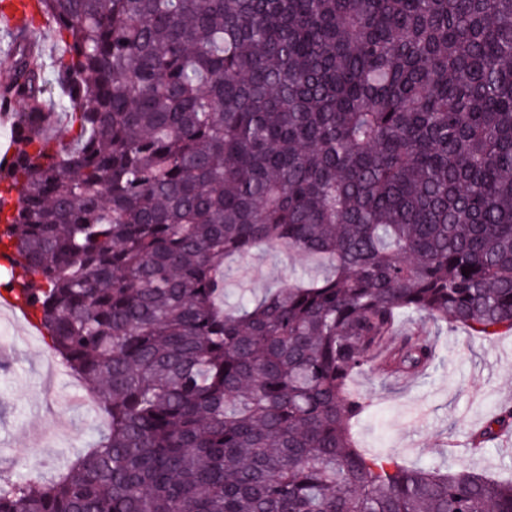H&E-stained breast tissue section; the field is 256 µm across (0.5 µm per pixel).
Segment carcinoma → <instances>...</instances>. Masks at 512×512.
Returning a JSON list of instances; mask_svg holds the SVG:
<instances>
[{
	"instance_id": "obj_1",
	"label": "carcinoma",
	"mask_w": 512,
	"mask_h": 512,
	"mask_svg": "<svg viewBox=\"0 0 512 512\" xmlns=\"http://www.w3.org/2000/svg\"><path fill=\"white\" fill-rule=\"evenodd\" d=\"M38 3L50 56L0 28V291L107 429L0 470V512H512V480L360 448L350 387L435 367L415 316L512 332V0ZM261 245L331 273L224 307Z\"/></svg>"
}]
</instances>
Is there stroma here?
<instances>
[{"instance_id": "stroma-1", "label": "stroma", "mask_w": 512, "mask_h": 512, "mask_svg": "<svg viewBox=\"0 0 512 512\" xmlns=\"http://www.w3.org/2000/svg\"><path fill=\"white\" fill-rule=\"evenodd\" d=\"M230 264L234 295H264L304 269L315 278L329 271L325 262L264 246ZM421 328L439 333L443 364L422 376L372 370L356 378L353 389L371 401L354 428L359 444L409 465L451 459L491 477L512 476V433L479 453L467 450L470 432L500 404L512 403V333L488 342L429 321ZM73 380L24 312L0 313V470H15L18 461L35 456L43 461L39 475L52 479L105 431L101 413L81 403Z\"/></svg>"}]
</instances>
